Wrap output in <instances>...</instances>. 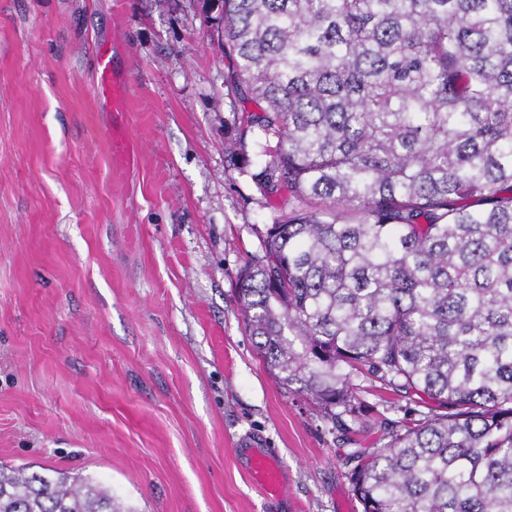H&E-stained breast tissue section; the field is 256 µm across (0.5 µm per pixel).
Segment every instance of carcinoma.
<instances>
[{
    "instance_id": "carcinoma-1",
    "label": "carcinoma",
    "mask_w": 512,
    "mask_h": 512,
    "mask_svg": "<svg viewBox=\"0 0 512 512\" xmlns=\"http://www.w3.org/2000/svg\"><path fill=\"white\" fill-rule=\"evenodd\" d=\"M228 167L288 212L237 299L258 354L331 430L357 378L405 400L357 451L362 512H512V0H218ZM0 512H117L90 476L0 465Z\"/></svg>"
}]
</instances>
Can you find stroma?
Masks as SVG:
<instances>
[{
  "instance_id": "obj_1",
  "label": "stroma",
  "mask_w": 512,
  "mask_h": 512,
  "mask_svg": "<svg viewBox=\"0 0 512 512\" xmlns=\"http://www.w3.org/2000/svg\"><path fill=\"white\" fill-rule=\"evenodd\" d=\"M203 0H0V463L91 475L129 512H360L352 452L248 336L237 273L272 200L228 166L234 98ZM116 44L112 160L94 48ZM284 468L265 498L237 446ZM112 149L113 159L117 166H131L137 160V150L135 145L129 141L128 137L121 131L112 128Z\"/></svg>"
}]
</instances>
